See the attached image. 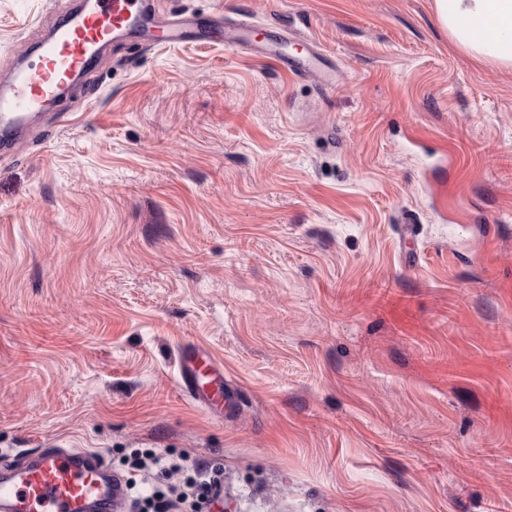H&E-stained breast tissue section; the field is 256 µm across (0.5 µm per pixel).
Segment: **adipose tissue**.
Listing matches in <instances>:
<instances>
[{
  "mask_svg": "<svg viewBox=\"0 0 512 512\" xmlns=\"http://www.w3.org/2000/svg\"><path fill=\"white\" fill-rule=\"evenodd\" d=\"M449 38L481 63L512 67V0H435Z\"/></svg>",
  "mask_w": 512,
  "mask_h": 512,
  "instance_id": "1",
  "label": "adipose tissue"
}]
</instances>
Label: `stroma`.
<instances>
[{"instance_id": "obj_1", "label": "stroma", "mask_w": 512, "mask_h": 512, "mask_svg": "<svg viewBox=\"0 0 512 512\" xmlns=\"http://www.w3.org/2000/svg\"><path fill=\"white\" fill-rule=\"evenodd\" d=\"M77 2L0 0V83ZM154 2L287 25L335 84L127 40L0 159V461L151 448L223 468L231 512H512V68L434 0ZM178 360V382L185 395L210 413L222 410L224 397L230 400L232 392L231 386L224 383V370L194 346L181 347Z\"/></svg>"}]
</instances>
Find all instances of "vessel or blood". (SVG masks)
<instances>
[{
  "label": "vessel or blood",
  "instance_id": "1",
  "mask_svg": "<svg viewBox=\"0 0 512 512\" xmlns=\"http://www.w3.org/2000/svg\"><path fill=\"white\" fill-rule=\"evenodd\" d=\"M133 29L144 32L151 46L193 41L206 32L196 19L182 14L158 22L146 13L144 0H82L38 42L34 67L17 69L0 87V155L20 152L34 112L85 75L101 46ZM258 30L253 22L221 17L206 33L235 51L262 54L294 75L331 85V70L316 43L286 28H268L263 38ZM178 382L194 404L209 412L222 410L231 395L223 370L194 346L179 350ZM8 469L9 478L0 481V503L10 512H114L125 491L124 479L110 474L99 456L82 448H45L35 462L12 463Z\"/></svg>",
  "mask_w": 512,
  "mask_h": 512
}]
</instances>
